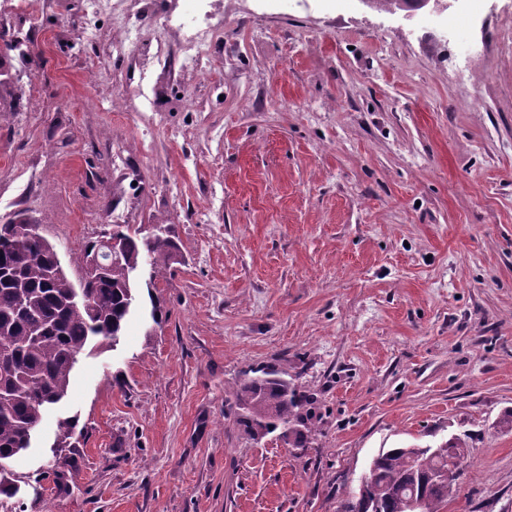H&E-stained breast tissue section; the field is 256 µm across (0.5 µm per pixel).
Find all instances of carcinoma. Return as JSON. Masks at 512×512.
<instances>
[{
  "label": "carcinoma",
  "mask_w": 512,
  "mask_h": 512,
  "mask_svg": "<svg viewBox=\"0 0 512 512\" xmlns=\"http://www.w3.org/2000/svg\"><path fill=\"white\" fill-rule=\"evenodd\" d=\"M378 8L412 11L418 0H371ZM120 261L87 283L90 304L71 306L77 288L53 246L0 226V497L17 498L19 478L5 462L27 450L46 408L63 401L71 375L93 337L117 341L133 302L130 272L166 265L179 253L170 228L147 235L112 231ZM237 423L252 436L304 421L302 396L273 368H259L234 389ZM468 448L458 440L437 448H390L371 463L365 491L339 512H442L453 495Z\"/></svg>",
  "instance_id": "cac0c4a2"
}]
</instances>
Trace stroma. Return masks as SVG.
Returning <instances> with one entry per match:
<instances>
[{
    "label": "stroma",
    "mask_w": 512,
    "mask_h": 512,
    "mask_svg": "<svg viewBox=\"0 0 512 512\" xmlns=\"http://www.w3.org/2000/svg\"><path fill=\"white\" fill-rule=\"evenodd\" d=\"M184 6L0 0V224L38 220L74 281L118 225L181 248L10 461L25 512H338L382 450L458 437L444 512H512V0H197L205 83L166 35ZM265 366L314 397L306 447L230 413ZM418 1L419 0H371V2L376 4L377 8L399 11L415 10L414 7ZM430 2H434L436 6H439L438 11H443L452 7L453 3L457 2V0H420L418 2V7L422 8Z\"/></svg>",
    "instance_id": "obj_1"
}]
</instances>
